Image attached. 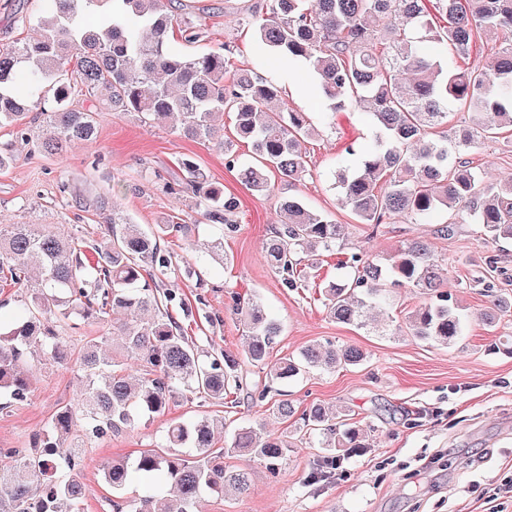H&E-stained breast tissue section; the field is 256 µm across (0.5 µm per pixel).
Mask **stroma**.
Listing matches in <instances>:
<instances>
[{"mask_svg": "<svg viewBox=\"0 0 512 512\" xmlns=\"http://www.w3.org/2000/svg\"><path fill=\"white\" fill-rule=\"evenodd\" d=\"M252 2L181 0L185 13L202 18L208 29L205 40L186 45V52L230 43L237 47L236 67L248 68L257 41L254 28L240 18ZM36 8V0H0V46L33 35L24 18ZM293 84L302 93L291 97V105L308 112L316 128L302 145L308 174L292 186L272 178L264 194L248 189L226 166L219 141L232 142L240 159L252 154L229 121L216 139L202 142L161 124L149 126L103 112L96 143L51 159L17 141L12 127L0 128V150L17 156L12 167L0 171L2 224H61L97 241L102 237L100 220L83 211L80 202L109 189L116 205L143 226L171 215L189 218L188 198L165 194L141 176L145 169L176 176L183 155L193 157L212 182L238 199L236 227L224 235L227 263L194 264L201 243L215 233L205 224L194 240L173 236L165 244L173 262L166 283L183 301L171 314L199 350L242 351L245 327L233 299L255 296L282 326L272 358L325 341L357 346L367 356L365 365L312 369L282 386L297 410L319 405L343 412L367 430L368 448L342 456L331 474L315 477L324 449L311 442L301 420L282 419L271 400H259L265 372L245 362L241 375L248 388L236 402L218 405L186 393L164 414L97 440L83 461V512H113L116 495L103 478L112 459L160 446L170 421L204 415L222 418L228 432L242 425L265 427L294 447L273 471L248 456L225 455V467L249 470L250 487L237 497L206 495L203 512H512V497L496 493L512 482V353L494 346L498 337L512 336V314L493 328L481 318L488 301L482 281L493 282L496 293L512 298V241L485 240L481 225L448 211L429 224H386L375 233L359 224L334 183L330 164L346 143L369 142L371 128L356 112L339 115L335 125L325 124V102L310 91L312 73L301 72ZM467 159L476 170L512 175V137L478 145ZM64 183L69 186L65 192L60 189ZM288 196L344 225L345 257L359 253L387 263L406 239L427 240L445 270V290L467 317L457 344L444 348L411 336L406 318L428 300L416 288L395 289L375 327L361 329L331 319L318 288H285L266 260L265 246L279 225L278 201ZM445 224L452 227L446 236L439 232ZM491 255L498 257V268L487 266ZM187 307L192 310L188 316L183 313ZM32 368L28 398L0 409V448L25 447L58 407L76 402L82 389L74 366L36 362Z\"/></svg>", "mask_w": 512, "mask_h": 512, "instance_id": "stroma-1", "label": "stroma"}]
</instances>
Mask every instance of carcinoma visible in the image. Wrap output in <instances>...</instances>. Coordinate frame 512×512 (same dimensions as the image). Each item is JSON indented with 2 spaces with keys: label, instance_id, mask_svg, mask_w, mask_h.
Instances as JSON below:
<instances>
[{
  "label": "carcinoma",
  "instance_id": "1",
  "mask_svg": "<svg viewBox=\"0 0 512 512\" xmlns=\"http://www.w3.org/2000/svg\"><path fill=\"white\" fill-rule=\"evenodd\" d=\"M432 8L445 24L432 22ZM28 23L37 36L0 46V127H16L17 139L40 154L55 157L74 144L95 142L103 110L143 124L164 122L190 140L212 138L227 113L254 154V161L241 163L232 143L219 142L242 183L263 193L271 175L287 182L306 176L301 144L313 132L306 113L282 101L279 80L263 73V61L235 69L228 44L183 52L180 42L196 43L205 31L179 18L172 0H42ZM252 25L271 55L302 62L316 74L327 124L341 113L360 112L372 128L368 145L354 141L335 160V184L359 223L375 233L397 221L429 224L446 209L475 220L493 242L512 239V176L491 179L465 158L479 141L512 129V0H265ZM175 28L178 40L172 39ZM483 36H500L503 46L485 67L462 66ZM75 95L89 105L70 107ZM455 109L471 113L472 124L439 130ZM31 112L40 120L35 135L23 123ZM177 165L183 174L177 182L155 174L162 190L191 193L192 210L233 230L238 200L224 195L192 157ZM90 207L105 223L92 264L81 258V241L59 227L0 224V282L25 285L33 260L39 280L10 328L0 329V394L11 401L27 397L36 357L74 364L85 382L80 399L58 408L29 447L0 449V512H80V470L91 442L165 413L180 391L224 402L243 389L242 360L266 370L262 400L275 385L312 368L366 361L354 345L320 343L270 360L281 325L255 297L239 308L247 329L243 355L226 350L201 357L162 305L172 293L163 300L155 294L171 265L165 237L177 232L191 239L196 225L171 219L145 230L113 203L110 191ZM279 212L268 261L287 287L306 288L314 273L298 269L301 254H335L344 227L294 197L283 198ZM338 265L352 272L323 291L336 321L366 327L369 311L387 304L391 289L419 288L435 300L407 317L411 335L449 346L464 334L466 319L443 290V269L427 242H406L387 265L357 254ZM114 312L123 316L117 330L124 352L146 368L135 381L99 338L74 345L61 335L77 317L103 320ZM301 420L337 448L353 454L364 447L362 429L343 413L314 407ZM165 441L169 449H193L192 459L143 448L133 460L115 459L104 470L114 492L134 481L151 489L169 484L176 492L171 503L148 493L130 503V512H199L204 494H241L249 486L247 470L224 469V453L249 455L273 469L294 448L241 426L217 453L214 422L206 416L172 422Z\"/></svg>",
  "mask_w": 512,
  "mask_h": 512
}]
</instances>
